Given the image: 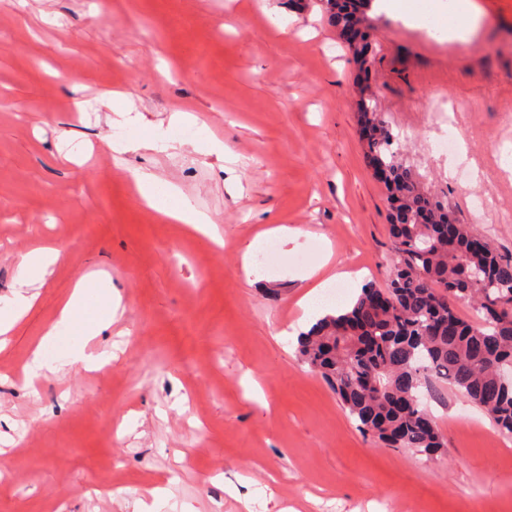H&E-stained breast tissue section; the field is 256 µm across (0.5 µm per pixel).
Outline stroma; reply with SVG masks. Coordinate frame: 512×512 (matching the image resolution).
I'll list each match as a JSON object with an SVG mask.
<instances>
[{
  "label": "stroma",
  "mask_w": 512,
  "mask_h": 512,
  "mask_svg": "<svg viewBox=\"0 0 512 512\" xmlns=\"http://www.w3.org/2000/svg\"><path fill=\"white\" fill-rule=\"evenodd\" d=\"M476 2L468 44L372 14L367 90L423 188L511 259L512 224L498 217L512 211L501 165L512 0ZM106 84L144 116L132 140L181 147L113 152L121 129L99 102ZM359 99L358 63L321 0L0 6V297L20 255L62 252L0 350V512H133L156 488L157 512H512V437L448 383L421 393L447 454L384 448L287 338L312 287L302 274L324 252L344 275L336 309L357 296L352 275L379 288L392 275L388 191L359 134ZM176 111L196 133L170 125ZM450 130L478 174H449L431 151ZM214 141L223 154L209 152ZM139 168L208 213L223 247L142 204ZM279 224L307 235L276 242L268 265L247 254ZM82 272L122 296L92 343L113 361L27 384L31 352Z\"/></svg>",
  "instance_id": "obj_1"
}]
</instances>
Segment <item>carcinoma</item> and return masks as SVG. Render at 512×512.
I'll list each match as a JSON object with an SVG mask.
<instances>
[{
	"instance_id": "obj_1",
	"label": "carcinoma",
	"mask_w": 512,
	"mask_h": 512,
	"mask_svg": "<svg viewBox=\"0 0 512 512\" xmlns=\"http://www.w3.org/2000/svg\"><path fill=\"white\" fill-rule=\"evenodd\" d=\"M360 123L378 126L369 158L383 165L392 209L394 276L390 309L366 285L352 306L319 319L298 341L301 360L342 400L360 430L375 442L444 452L436 421L420 402L429 377L448 382L495 427L512 434V260L499 256L456 223L437 197L421 190L398 138L376 101L359 103ZM469 304L480 316L464 319Z\"/></svg>"
}]
</instances>
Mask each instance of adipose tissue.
<instances>
[{
  "label": "adipose tissue",
  "mask_w": 512,
  "mask_h": 512,
  "mask_svg": "<svg viewBox=\"0 0 512 512\" xmlns=\"http://www.w3.org/2000/svg\"><path fill=\"white\" fill-rule=\"evenodd\" d=\"M452 12L445 35L461 43L468 42L480 25L481 13L475 0H451ZM437 0L436 10H443ZM140 196L147 205L166 219L190 225L192 230L213 234L212 218L197 210L190 199L175 185L163 182L152 172H133ZM61 258L55 248H38L22 255L17 268V287L11 295L0 297V336L9 335L14 326L32 308L36 296L33 285L45 282ZM121 305L118 293L104 287L94 274L79 275L73 290L62 304L56 321L51 324L32 355L36 368L51 372L63 366H81L95 370L105 365L104 354L90 349V342L115 320Z\"/></svg>",
  "instance_id": "1"
}]
</instances>
